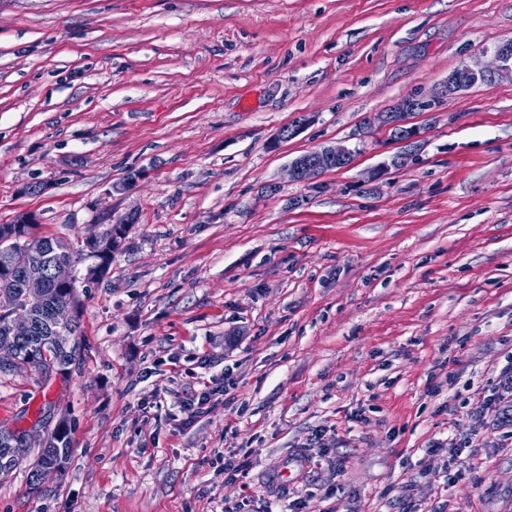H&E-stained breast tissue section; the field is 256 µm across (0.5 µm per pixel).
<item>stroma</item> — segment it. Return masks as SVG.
Returning a JSON list of instances; mask_svg holds the SVG:
<instances>
[{"label": "stroma", "mask_w": 512, "mask_h": 512, "mask_svg": "<svg viewBox=\"0 0 512 512\" xmlns=\"http://www.w3.org/2000/svg\"><path fill=\"white\" fill-rule=\"evenodd\" d=\"M510 39L512 0H0V224L133 220L77 267L69 373H0V426L47 407L71 448L0 512H512V80L365 124ZM353 153L352 149L341 144L307 152L291 162V176L297 182H304L332 168L347 167L352 162Z\"/></svg>", "instance_id": "35a3bbf8"}]
</instances>
